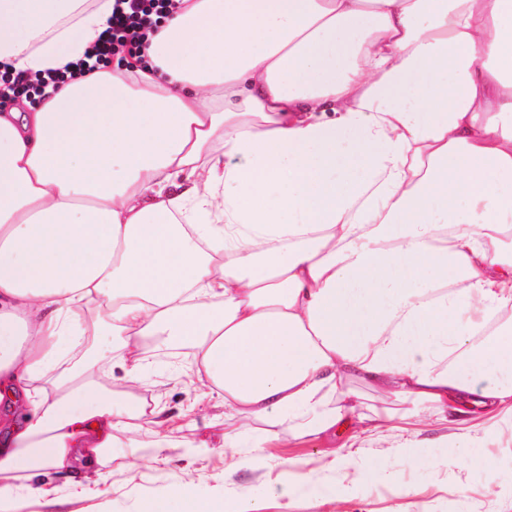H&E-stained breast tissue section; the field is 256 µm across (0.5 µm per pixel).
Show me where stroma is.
I'll return each mask as SVG.
<instances>
[{
  "label": "stroma",
  "mask_w": 512,
  "mask_h": 512,
  "mask_svg": "<svg viewBox=\"0 0 512 512\" xmlns=\"http://www.w3.org/2000/svg\"><path fill=\"white\" fill-rule=\"evenodd\" d=\"M187 350L147 352L138 383L113 365L108 393L133 396L169 420L171 448H116L108 482L89 485L85 495L66 496L60 512H144L150 502L179 512L175 489L195 497L220 496L226 512H512V431L477 432L489 466L466 454L449 457L454 424L420 425L416 447L394 418L405 404L381 388L349 378L360 410L376 416L374 432L348 421L316 440L285 436L256 448L250 441L224 446V406L196 377ZM193 440L190 448L182 440ZM167 464H155V457ZM378 468L382 481L366 479Z\"/></svg>",
  "instance_id": "1"
}]
</instances>
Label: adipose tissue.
<instances>
[{
	"instance_id": "obj_1",
	"label": "adipose tissue",
	"mask_w": 512,
	"mask_h": 512,
	"mask_svg": "<svg viewBox=\"0 0 512 512\" xmlns=\"http://www.w3.org/2000/svg\"><path fill=\"white\" fill-rule=\"evenodd\" d=\"M113 0H0V62L84 59ZM512 0H179L145 60L0 113V512L188 349L224 445L332 432L354 376L512 427Z\"/></svg>"
}]
</instances>
